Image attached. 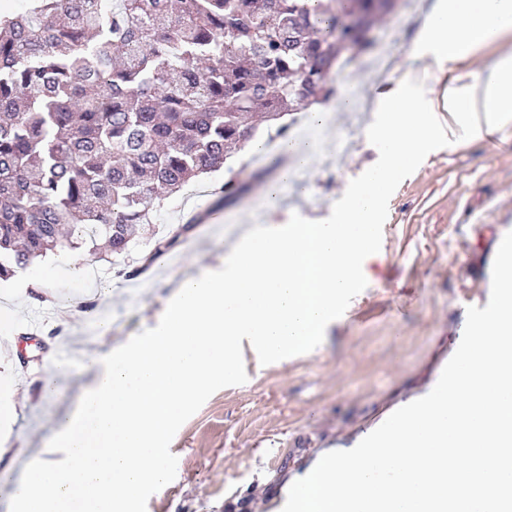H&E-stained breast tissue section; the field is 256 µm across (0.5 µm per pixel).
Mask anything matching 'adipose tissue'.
Returning a JSON list of instances; mask_svg holds the SVG:
<instances>
[{"label": "adipose tissue", "instance_id": "obj_1", "mask_svg": "<svg viewBox=\"0 0 512 512\" xmlns=\"http://www.w3.org/2000/svg\"><path fill=\"white\" fill-rule=\"evenodd\" d=\"M511 38L512 0H437L419 28L418 46L438 69L451 70ZM446 97L451 117L483 113V122L473 131L481 137L494 135L512 121V53L497 58L488 74L472 86L449 85Z\"/></svg>", "mask_w": 512, "mask_h": 512}]
</instances>
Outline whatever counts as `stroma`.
<instances>
[{
	"mask_svg": "<svg viewBox=\"0 0 512 512\" xmlns=\"http://www.w3.org/2000/svg\"><path fill=\"white\" fill-rule=\"evenodd\" d=\"M435 0H415L414 21L401 31L391 77H380L358 54L334 69L337 97L362 93L368 107L334 113L355 129L370 126L379 89L410 76L429 88L444 89L447 74L410 72L418 18ZM240 152L223 170L208 174L167 199L148 230L119 257L60 249L48 255L54 279L16 291L0 287V306L15 319L0 341V368L18 378L15 416L0 445V512H9L15 483L54 435L61 416L72 409L94 372L88 360L142 330L156 327L178 282L205 268H218L231 241L225 229L261 218L287 223L292 214L327 218L351 179L378 159L377 149L360 138L340 176L314 164L301 181H288L280 194L264 195L271 168L250 166ZM248 183L236 201L218 205L217 188L230 177ZM204 214L186 225L188 215ZM183 227L168 251L171 265L118 281V269H133L156 237ZM512 231V123L493 138H472L429 154L403 180L389 201L383 228L382 263L366 289L334 320L312 352L265 369L245 356V384L214 393L174 436L177 476L153 494L147 512H269L280 503L287 481L303 475L315 454L332 445L352 446L376 429L410 395L433 389L443 363L456 351L466 309L485 307L499 239ZM85 267L82 275L73 266ZM52 297L53 318L36 340L22 338L27 316ZM110 323L102 333L100 322ZM71 343L79 359H58ZM53 397H44L46 379Z\"/></svg>",
	"mask_w": 512,
	"mask_h": 512,
	"instance_id": "1",
	"label": "stroma"
}]
</instances>
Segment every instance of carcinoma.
<instances>
[{
  "mask_svg": "<svg viewBox=\"0 0 512 512\" xmlns=\"http://www.w3.org/2000/svg\"><path fill=\"white\" fill-rule=\"evenodd\" d=\"M335 2L33 0L0 15V282L58 247L125 254L260 125L334 96L350 39ZM346 2L381 16L379 0ZM243 191L225 181L218 204Z\"/></svg>",
  "mask_w": 512,
  "mask_h": 512,
  "instance_id": "obj_1",
  "label": "carcinoma"
}]
</instances>
